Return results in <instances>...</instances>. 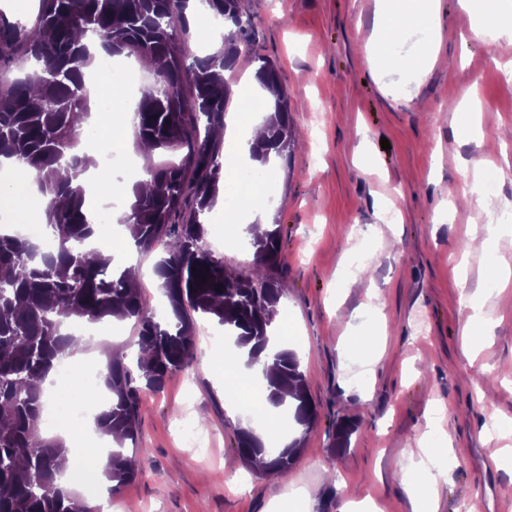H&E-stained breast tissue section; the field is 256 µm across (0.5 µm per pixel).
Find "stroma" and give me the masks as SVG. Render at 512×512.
I'll return each mask as SVG.
<instances>
[{
    "label": "stroma",
    "instance_id": "35a3bbf8",
    "mask_svg": "<svg viewBox=\"0 0 512 512\" xmlns=\"http://www.w3.org/2000/svg\"><path fill=\"white\" fill-rule=\"evenodd\" d=\"M256 30L254 52L279 70L299 140L291 155L268 167L273 200L254 218L282 231L285 291L277 329L305 356L309 393L319 419L302 435L299 461L279 483L252 472L236 451L242 419L224 394L222 328L199 322L196 359L169 374L161 392H145L139 447L148 451L141 475L111 491L103 472L71 480L72 491L109 512H339L344 491L370 495L375 512H413L396 477L421 450L434 405L445 408L440 441L455 458L438 481V512H470L486 497L488 512H512V287H497L489 264L512 268V222L494 249L482 246L485 215L457 204L471 185L473 160L498 174L492 197L512 211V81L493 55L511 56L512 42L495 50L472 39L471 19L459 0H439L442 42L424 82L412 72L388 79L366 63L375 0H241ZM255 67L239 58L226 72L229 111H257ZM477 87L480 133L456 136L462 96ZM390 150H383L381 139ZM394 223H385V211ZM204 245L227 268L249 273V247L225 243L216 207ZM165 243L151 251L128 247L129 265L153 308L162 307L154 269ZM359 266H352L354 255ZM466 258L467 285L455 264ZM487 297L492 318L480 338V361L494 379L479 391L460 343L462 294ZM384 303L374 312L370 295ZM382 352L362 366L352 348ZM497 418L500 458H491L483 428ZM357 423L348 448L332 452L337 421ZM191 424L209 438L200 451L183 434ZM306 497L292 503L291 488Z\"/></svg>",
    "mask_w": 512,
    "mask_h": 512
}]
</instances>
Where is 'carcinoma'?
Returning a JSON list of instances; mask_svg holds the SVG:
<instances>
[{"label":"carcinoma","instance_id":"carcinoma-1","mask_svg":"<svg viewBox=\"0 0 512 512\" xmlns=\"http://www.w3.org/2000/svg\"><path fill=\"white\" fill-rule=\"evenodd\" d=\"M205 12L224 29L219 55L189 57V10ZM253 25L241 0H39L36 22L0 11V157L37 172L44 227L51 247L21 235L0 234V512H94L88 502L61 485L65 448L43 433L45 391L41 383L73 354L69 325L98 324L111 317L138 325L135 367L125 351L110 353L105 386L112 398L96 426L113 438L104 473L116 492L139 474L137 447L140 404L145 391L162 389L169 373L190 365L197 325L190 312L224 328L237 348L266 342L284 293L280 228L248 227L253 270H227L204 247L210 213L219 201L224 171V127L231 90L224 70L240 55L256 65L263 88L274 97L267 136L251 146V157L292 153L298 141L288 113V93L267 57L250 49ZM106 56L151 61L152 80L140 90L133 126L142 150L172 159L145 167L133 182L130 200L117 222L132 229L134 246L150 250L167 240L155 272L167 299L160 312L144 301L131 267L113 264L104 252L89 260L93 233L84 179L94 151L89 93L81 70L94 61L88 43ZM207 282L198 281V273ZM269 404L309 429L317 419L306 378L293 352L274 348L264 365ZM355 426L336 425L333 448L347 447ZM241 459L259 472H284L301 454V440L282 438L267 447L251 429L236 435Z\"/></svg>","mask_w":512,"mask_h":512}]
</instances>
